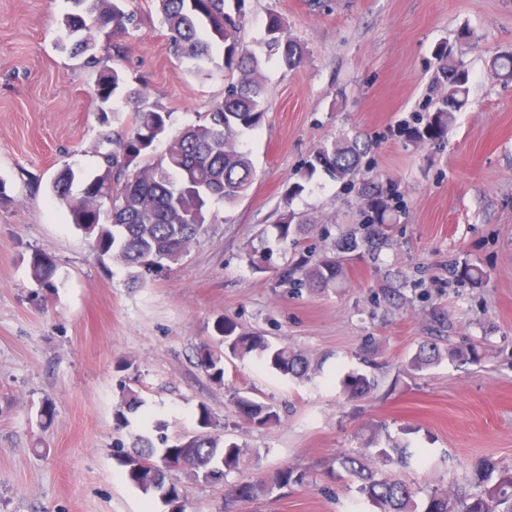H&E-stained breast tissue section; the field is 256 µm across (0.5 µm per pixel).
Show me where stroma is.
<instances>
[{
    "instance_id": "stroma-1",
    "label": "stroma",
    "mask_w": 512,
    "mask_h": 512,
    "mask_svg": "<svg viewBox=\"0 0 512 512\" xmlns=\"http://www.w3.org/2000/svg\"><path fill=\"white\" fill-rule=\"evenodd\" d=\"M241 40L262 53L269 14L307 50L295 71L262 61L267 112L242 139L256 168L234 205L214 204L205 233L172 271L141 286L100 261L91 242L54 204L51 182L71 166L81 180L100 166L102 126L90 94L96 71L69 52L70 0H0V512H167L132 485L114 451L161 421L175 439L196 430L199 404L221 434L251 450L253 466L221 483L169 478L185 512H377L346 480L330 479L336 455L373 443L422 449L401 475L445 488L489 459L512 467V84L487 73L491 56L512 52V0H246ZM136 30L120 50L100 38L129 83L147 79L150 101L174 127L197 122L229 80L202 78L168 49L154 0H126ZM473 78L443 145H416L405 126L433 111L444 90L438 48ZM360 136L374 147L361 176L396 195L397 222L373 248L351 257L325 291H297L281 269L308 249L332 254L342 231L360 226L366 201L323 173L306 176L322 142ZM304 183L297 196L289 190ZM314 223L299 246L279 243L285 212ZM56 264L55 286L39 287L28 262ZM263 268H256V261ZM478 271L475 279L464 269ZM287 344L311 361L310 379L281 377L254 357L224 362L216 384L195 364L201 342L218 341V319ZM477 347L475 363L448 360L423 370L409 360L427 340ZM145 414L116 429L122 375ZM377 388L348 398L349 372ZM271 404L281 421L246 424L233 396ZM51 401V422L38 410ZM309 469L316 485L254 502L225 500L228 485L283 465Z\"/></svg>"
}]
</instances>
